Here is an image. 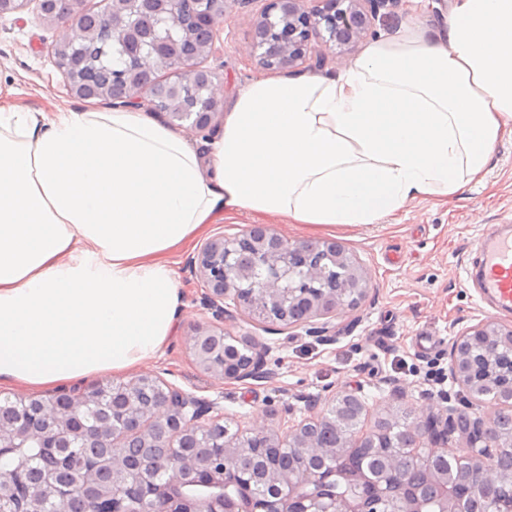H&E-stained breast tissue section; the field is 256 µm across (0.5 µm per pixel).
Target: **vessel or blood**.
<instances>
[{"instance_id":"b4317fda","label":"vessel or blood","mask_w":512,"mask_h":512,"mask_svg":"<svg viewBox=\"0 0 512 512\" xmlns=\"http://www.w3.org/2000/svg\"><path fill=\"white\" fill-rule=\"evenodd\" d=\"M479 291L493 308L512 310V226L489 225L478 243Z\"/></svg>"}]
</instances>
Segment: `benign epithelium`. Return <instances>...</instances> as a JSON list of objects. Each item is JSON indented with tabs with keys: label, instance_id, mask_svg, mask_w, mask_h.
<instances>
[{
	"label": "benign epithelium",
	"instance_id": "7a95c632",
	"mask_svg": "<svg viewBox=\"0 0 512 512\" xmlns=\"http://www.w3.org/2000/svg\"><path fill=\"white\" fill-rule=\"evenodd\" d=\"M269 0L254 22L247 49L263 69L295 72L310 59L324 65L328 54L350 49L372 33L381 10L400 0ZM99 15L118 33L106 50L95 58L84 55L82 41L55 46L54 63L70 92L80 99L112 100L114 106L149 104L163 112L169 122H188L186 129L210 138L221 115L213 86L218 74L204 65L208 53L187 59L177 51V38L185 31L183 20L192 15L194 24L205 30L207 48H212L222 30L225 0H99ZM121 56L126 66L113 72V81L126 87L120 96L94 77L95 69H106L112 58ZM159 57L171 62L170 78L156 83L141 62ZM307 242H288L264 225H252L242 233L207 241L191 263L192 271L205 285L204 305L215 324L199 327L189 337V348L198 366L207 372L233 380L255 374L269 347L255 352L248 346L228 342L224 321L244 314L264 323L304 328L328 338L331 320L338 311H353L365 298L369 278L366 270L336 241H314L316 251L333 265L347 270L345 287L350 295L318 284L330 276L329 266L300 261ZM494 339L512 341V325L481 322L455 336L449 347L452 380L473 391L485 379L484 371L472 356L473 344ZM154 391V402L142 406L145 387ZM19 423L0 426V449L13 452L30 446V431L37 435L36 446L53 448L57 466L54 483L46 487L32 484L25 496L26 512H42L45 497L55 495L61 482L62 462L72 449L85 445L89 424H94L99 443L112 445V454L103 453L83 469L73 486L93 490L97 512H129V495L122 489L132 485L141 494L135 512H370L363 489L373 498L398 497L399 512H421L424 495L408 490L407 483L389 467L373 473L345 472L344 482L352 494L336 501L325 492L327 472L307 465L311 459L336 457V448L352 454L361 448L385 447L379 425L324 448L317 432L336 425L344 409L350 420L362 417L365 406L357 392L344 391L320 415L306 423L293 424L282 433L267 424L229 436L224 417L215 404L198 398L158 377L141 376L128 383H94L83 389L61 388L11 400ZM415 441L426 440L429 455L448 448V423L453 409L429 403L405 411ZM487 422L479 419L461 433L465 442L485 440ZM169 442L167 455L160 460L126 456L127 448H157ZM286 448L303 466L280 469L270 461L271 451ZM253 454L258 466L252 482L268 488L256 496L241 488L236 464L241 456ZM487 456L463 454L464 471H478L487 482L503 477L486 464ZM428 491L442 504L443 512H466L448 482V473L428 466ZM17 495L14 473L0 474V501Z\"/></svg>",
	"mask_w": 512,
	"mask_h": 512
}]
</instances>
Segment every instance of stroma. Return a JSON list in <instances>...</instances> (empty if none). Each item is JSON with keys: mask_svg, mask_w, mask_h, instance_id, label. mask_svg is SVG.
I'll use <instances>...</instances> for the list:
<instances>
[{"mask_svg": "<svg viewBox=\"0 0 512 512\" xmlns=\"http://www.w3.org/2000/svg\"><path fill=\"white\" fill-rule=\"evenodd\" d=\"M264 0H226L224 34L215 43L207 64L220 76L219 97L231 110L237 97L266 72L244 50ZM64 29L39 12L35 0L17 13L0 15V91L11 94L31 110L67 109L72 95L54 64L52 45L64 42ZM512 221V136L504 135L480 184L446 199H418L379 224L325 228L289 224L276 215L229 214L207 225L191 243L171 255L170 263L181 284L183 306L178 328L163 354L136 370L122 374V382L153 374L196 396L212 400L224 410L229 429L267 422L287 430L289 421L313 416L325 409L334 394L359 391L368 404L365 428L377 416L405 405L421 407L432 395L447 393L456 411L479 404L447 376L450 339L489 319L510 324L512 311L492 309L478 294L472 268L476 243L490 224ZM267 225L292 242L332 239L362 265L370 279L358 309L333 319L335 338L324 342L302 328H283L243 316L225 322L233 338L247 339L254 349L269 346L263 375L225 380L199 368L188 347L194 327L209 325L212 315L200 298L201 279L188 264L210 239L234 236L246 227ZM438 337V345L420 349L419 337ZM404 387L405 400L393 399V388ZM293 414H286V407Z\"/></svg>", "mask_w": 512, "mask_h": 512, "instance_id": "obj_1", "label": "stroma"}]
</instances>
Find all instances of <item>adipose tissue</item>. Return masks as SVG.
<instances>
[{
  "instance_id": "ef3b65f1",
  "label": "adipose tissue",
  "mask_w": 512,
  "mask_h": 512,
  "mask_svg": "<svg viewBox=\"0 0 512 512\" xmlns=\"http://www.w3.org/2000/svg\"><path fill=\"white\" fill-rule=\"evenodd\" d=\"M512 133V0H452L335 75L250 84L199 153L136 109L0 96V388L122 375L179 314L166 254L227 212L377 224L480 182ZM427 3H430V8L425 10L419 17V20L423 21L427 27L441 28L448 19L451 0H445V2H431L430 0Z\"/></svg>"
}]
</instances>
